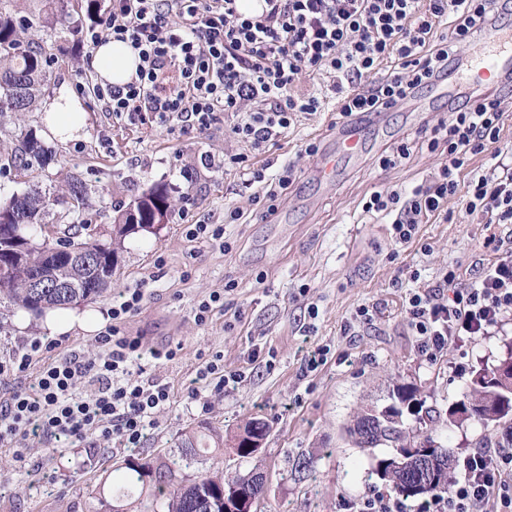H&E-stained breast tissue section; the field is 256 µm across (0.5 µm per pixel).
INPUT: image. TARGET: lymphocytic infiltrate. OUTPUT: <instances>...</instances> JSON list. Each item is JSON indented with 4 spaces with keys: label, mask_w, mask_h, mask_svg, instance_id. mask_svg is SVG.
<instances>
[{
    "label": "lymphocytic infiltrate",
    "mask_w": 512,
    "mask_h": 512,
    "mask_svg": "<svg viewBox=\"0 0 512 512\" xmlns=\"http://www.w3.org/2000/svg\"><path fill=\"white\" fill-rule=\"evenodd\" d=\"M261 15L239 12L237 0H112L103 29H88L89 46L115 39L130 43L140 63L124 85H98L94 93L113 119L136 121L151 113L161 128L181 125L206 132L230 118V132L254 151L281 135L301 115L336 110L337 125L387 112L420 89L447 80L458 69L460 47L512 16V0H265ZM391 64L380 74L382 64ZM327 75L319 91H302L304 79ZM512 75L495 88L463 99L450 121L431 131L429 150L447 159L411 191L383 189L364 203L367 212L391 216L394 237L406 243L419 224L443 216L449 198L463 196L461 221L481 216L512 224V163L499 149L503 102ZM494 152L491 175L461 181L468 157ZM494 257L475 281L454 287V275L410 293L406 317L427 356L464 339L487 335L512 314V247L489 237ZM144 290L126 289L110 310L111 322L95 352H56L32 337L0 359V382H13L0 405V447L24 459L31 448L78 442L93 448L115 443L138 447L170 406L168 384L142 378L143 356L173 361L181 345L144 348L122 327L141 307ZM55 352L34 384L25 379L33 360ZM202 394L220 397L243 378L212 354L197 374ZM418 512H512V448L475 449L458 461L447 491L429 495Z\"/></svg>",
    "instance_id": "lymphocytic-infiltrate-1"
}]
</instances>
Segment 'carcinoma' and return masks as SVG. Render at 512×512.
I'll use <instances>...</instances> for the list:
<instances>
[{
	"mask_svg": "<svg viewBox=\"0 0 512 512\" xmlns=\"http://www.w3.org/2000/svg\"><path fill=\"white\" fill-rule=\"evenodd\" d=\"M0 0V115L7 112L22 116L36 110L37 103L45 94L50 79V63L42 40L28 34L30 24L17 10ZM50 26L64 15L63 0H41ZM20 145L13 152L0 153V170L29 169L32 162L43 166L48 160V150L36 133L22 129ZM90 188L79 177L71 176L66 184L69 212L80 213L88 201ZM49 202L37 190L14 194L0 199V222L5 228L1 236L11 232H23L26 228H38L48 236L44 223ZM173 209V199L166 186L156 184L134 198L119 210L110 238L79 240V233L63 235L56 245L30 242L22 256L17 257L6 242L0 243V304L21 306L41 312L45 308H66L93 299L105 290L103 281L112 279L119 262V253L125 239L140 232H154L152 224L160 218L167 220ZM77 250L81 261L71 259L70 251ZM53 260V268L60 271L59 287L45 288L41 296H35L31 282L38 273L47 270V261ZM96 259L101 263L104 276L92 273L82 266V261ZM498 366H482L475 373L483 374L481 383L471 382L459 408L449 410L448 419L462 423L473 419L484 427L496 430L490 444L496 448L512 447V381L497 378ZM417 390L406 383L396 381L389 390L391 403L382 407L362 410L348 427V433L360 448L385 445L396 453L379 460L375 473L402 500H415L434 492L448 489L454 477L455 456L451 448L435 445L429 435L411 434L405 427L403 413L396 405L414 406ZM269 425L260 418L245 421L241 431L224 439L214 429L205 432L187 431L182 447L197 455L205 450L224 455V445L233 448L240 458L256 453L253 444L266 439ZM183 459L154 464H117L112 467V505L110 512H128L127 499L142 486L155 496L167 498V512H220L223 497L238 495L248 499L260 498L264 487L256 478L245 475L224 480L218 474H201L187 484H174L175 470L181 468Z\"/></svg>",
	"mask_w": 512,
	"mask_h": 512,
	"instance_id": "carcinoma-1",
	"label": "carcinoma"
}]
</instances>
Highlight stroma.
I'll return each instance as SVG.
<instances>
[{
    "label": "stroma",
    "instance_id": "obj_1",
    "mask_svg": "<svg viewBox=\"0 0 512 512\" xmlns=\"http://www.w3.org/2000/svg\"><path fill=\"white\" fill-rule=\"evenodd\" d=\"M15 6L47 42L53 86L69 88L86 121L79 138L45 139L52 153L45 167L0 173V198L36 188L52 201L46 220L56 230L80 220L90 234L105 239L122 207L153 184H166L175 203L168 221L157 233L126 238L111 284L88 305L108 311L126 289L143 286L142 307L127 320L124 333L143 337L148 348L178 342L183 350L179 359L147 368L168 383L171 407L139 447L34 448L22 462L0 447V512H104L112 499L107 475L113 463L177 456L185 431L210 427L230 436L251 417L270 427L257 455L241 458L230 448L220 459L203 453L182 469L181 479L219 469L229 477L262 471L270 476L262 512H349V503L387 493L374 469L391 450L357 447L344 429L360 409L388 404L396 375L418 387L423 410L436 413L424 423L418 413L404 412L407 427L428 433L458 457L475 447L485 428L474 421L450 424L448 408L462 400L474 370L503 355L512 341V315L489 335L432 359L418 349L405 317V296L436 285L451 270L458 284L470 282L486 237L494 232L510 238L512 224L490 229L477 220L458 223L463 201L455 196L448 201L449 221L429 219L404 244L395 241L387 217L362 208L372 192L411 189L445 161V154L429 151L425 142L426 131L452 117L442 88L423 89L364 122L362 155L341 159L337 178L327 184L318 176L317 156L306 155L304 148L311 141L321 151L332 148L331 111L303 116L259 154L221 123L201 133L169 131L148 119L116 120L94 94L93 49L82 37L108 17L112 0H99L94 15L71 13L52 32L42 26L37 0H16ZM402 144L406 158L381 167L379 156ZM238 153L278 169L293 163L292 184L272 202L258 203L237 168H206L200 161L204 155L221 160ZM73 173L90 187L89 206L79 216L61 202ZM229 207L240 218L228 225ZM220 223L226 248L185 235L186 225ZM219 290L223 308L207 325H196L198 302ZM362 307L373 308L370 320H357ZM19 312L16 306L0 312V357L20 340L48 336L34 312L27 326L19 327ZM321 347L329 351L326 362L307 371L308 358ZM255 350L261 353L256 361ZM216 352L223 354L226 368L244 370L247 377L205 410L192 399L191 382L200 356ZM301 459L309 468L299 473L295 464Z\"/></svg>",
    "mask_w": 512,
    "mask_h": 512
}]
</instances>
